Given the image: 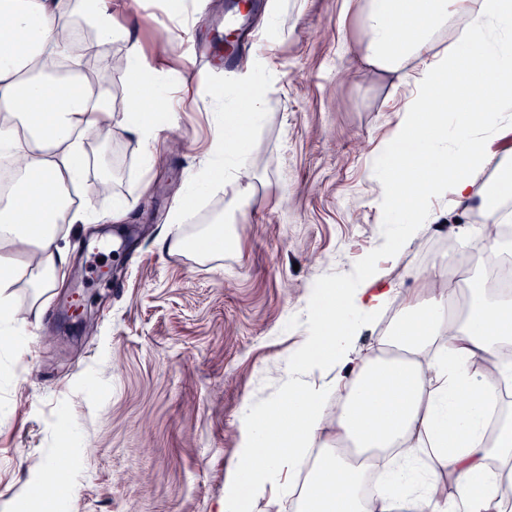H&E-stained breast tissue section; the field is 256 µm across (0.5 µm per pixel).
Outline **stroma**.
Returning <instances> with one entry per match:
<instances>
[{
  "label": "stroma",
  "instance_id": "obj_1",
  "mask_svg": "<svg viewBox=\"0 0 512 512\" xmlns=\"http://www.w3.org/2000/svg\"><path fill=\"white\" fill-rule=\"evenodd\" d=\"M116 22L139 40L166 99L158 140L142 145L121 122L87 139L82 203L96 216L66 225L65 277L41 297L26 288L13 304L27 336L0 344V512H44L34 499L43 468L65 457L71 478L55 512H223L244 404H278L283 365L311 327L293 316L316 283L360 282L375 271L409 292L431 267L441 239L476 240L479 209L425 207L434 220L391 251L374 204L367 163L390 134L405 93L400 79L363 61V32L347 0H259L249 15L266 60V108L245 143L254 191L233 216L241 181L207 177L219 115L247 91L237 73L197 77L193 35H206L227 0H123ZM177 52L158 59L159 41ZM193 76V99L181 96ZM125 201L117 224L106 217ZM186 223H172L180 206ZM222 224L232 241L199 256L171 250ZM113 268L123 286L101 277ZM80 290L97 329L61 320L58 304Z\"/></svg>",
  "mask_w": 512,
  "mask_h": 512
}]
</instances>
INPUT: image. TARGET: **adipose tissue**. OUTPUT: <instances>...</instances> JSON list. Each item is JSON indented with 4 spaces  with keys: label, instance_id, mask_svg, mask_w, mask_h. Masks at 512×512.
I'll return each instance as SVG.
<instances>
[{
    "label": "adipose tissue",
    "instance_id": "1",
    "mask_svg": "<svg viewBox=\"0 0 512 512\" xmlns=\"http://www.w3.org/2000/svg\"><path fill=\"white\" fill-rule=\"evenodd\" d=\"M0 15L8 19L0 28V153L24 160L18 183L0 196V330L15 344L13 290L23 285L41 294L66 265L62 223L91 218L68 194L83 178L81 139L113 119L103 82L48 77L70 51L60 29L80 16L93 32L85 54L103 56L120 42L141 80L159 72L114 24L112 0H0ZM358 15L364 60L411 86L391 137L369 161L380 210L416 218L428 198L444 194L452 207L469 204L492 164L504 171L503 199L512 198V157L493 148L512 134V0H360ZM447 30L453 40L438 49ZM265 101L257 92L244 111L225 113L224 160L209 176L239 177L243 143ZM163 108L161 99L132 87L122 122L149 142ZM28 247L35 261H20L19 249ZM444 274L439 264L420 272L427 290L402 299L384 342L393 357L355 359L340 379L322 384L307 375L343 364L352 337L397 291L339 280L322 304L307 300L315 322L288 356V395L266 411H249L224 512H235L241 497H264L283 471L296 468L307 475L292 512H507L512 488L502 475L512 474V422L487 436L497 397L480 365L499 362L512 343V294L477 285L463 307L455 291L439 288ZM333 398L341 404L331 413Z\"/></svg>",
    "mask_w": 512,
    "mask_h": 512
}]
</instances>
